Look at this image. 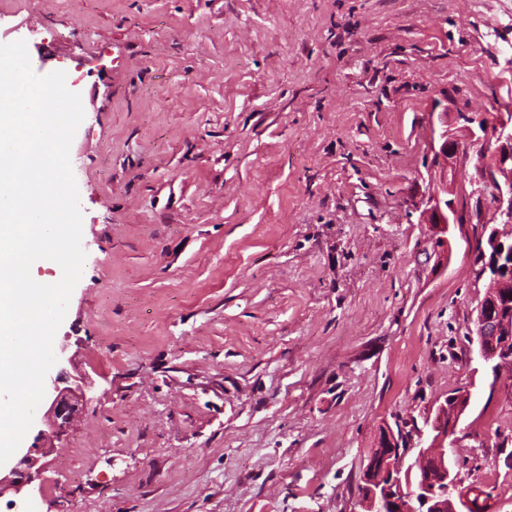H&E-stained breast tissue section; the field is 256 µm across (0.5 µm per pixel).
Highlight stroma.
<instances>
[{"label":"stroma","instance_id":"35a3bbf8","mask_svg":"<svg viewBox=\"0 0 512 512\" xmlns=\"http://www.w3.org/2000/svg\"><path fill=\"white\" fill-rule=\"evenodd\" d=\"M66 74L83 272L53 350L92 387L25 512H359L384 423L470 390L464 482L512 512V373L469 333L480 226L419 207L439 112L512 103V0H0Z\"/></svg>","mask_w":512,"mask_h":512}]
</instances>
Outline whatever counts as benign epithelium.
Masks as SVG:
<instances>
[{
	"mask_svg": "<svg viewBox=\"0 0 512 512\" xmlns=\"http://www.w3.org/2000/svg\"><path fill=\"white\" fill-rule=\"evenodd\" d=\"M460 127L448 124V113L438 115L440 131L435 164L439 179L424 201L421 223L433 225L435 243L448 251V232L464 231L472 223L471 201L489 195L495 202L491 217L480 221L482 236L489 250L485 269L490 271L483 298L476 311L475 336L479 357L493 372L512 369V291L504 284L512 279V239L500 234L496 225L512 224V113L477 116L460 113ZM476 148L477 178L463 194L454 189L459 160ZM58 358L57 372L51 377L54 398L45 416L55 437L66 432L74 412L70 396L84 393L87 381L71 374ZM470 406V393L454 392L436 408L435 418L398 438L390 424L381 427L378 443L363 465L360 476L359 506L362 512H468L473 489L464 486L460 476L463 460L448 452L458 440V426ZM37 448L29 449L8 473L0 475V490L9 487L19 495L35 479Z\"/></svg>",
	"mask_w": 512,
	"mask_h": 512,
	"instance_id": "1",
	"label": "benign epithelium"
}]
</instances>
